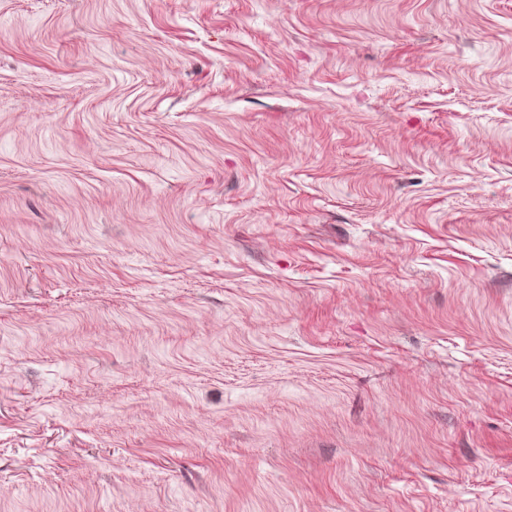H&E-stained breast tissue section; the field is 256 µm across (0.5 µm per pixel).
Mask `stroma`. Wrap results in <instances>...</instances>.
Masks as SVG:
<instances>
[{
    "instance_id": "35a3bbf8",
    "label": "stroma",
    "mask_w": 512,
    "mask_h": 512,
    "mask_svg": "<svg viewBox=\"0 0 512 512\" xmlns=\"http://www.w3.org/2000/svg\"><path fill=\"white\" fill-rule=\"evenodd\" d=\"M0 512H512V0H0Z\"/></svg>"
}]
</instances>
